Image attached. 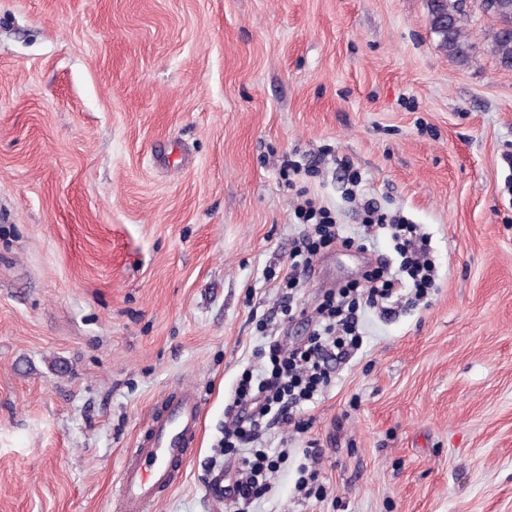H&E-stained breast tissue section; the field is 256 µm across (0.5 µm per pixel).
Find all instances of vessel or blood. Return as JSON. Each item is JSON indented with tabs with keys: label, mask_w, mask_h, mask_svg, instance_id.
<instances>
[{
	"label": "vessel or blood",
	"mask_w": 512,
	"mask_h": 512,
	"mask_svg": "<svg viewBox=\"0 0 512 512\" xmlns=\"http://www.w3.org/2000/svg\"><path fill=\"white\" fill-rule=\"evenodd\" d=\"M202 404L193 386L178 387L145 435L127 449L118 489L119 512H151L159 492L177 484L200 424Z\"/></svg>",
	"instance_id": "b4317fda"
}]
</instances>
